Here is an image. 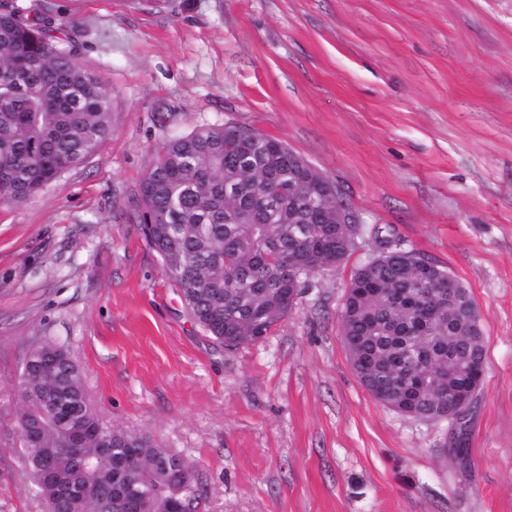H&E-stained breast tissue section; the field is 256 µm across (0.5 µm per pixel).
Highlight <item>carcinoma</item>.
Returning <instances> with one entry per match:
<instances>
[{"mask_svg": "<svg viewBox=\"0 0 512 512\" xmlns=\"http://www.w3.org/2000/svg\"><path fill=\"white\" fill-rule=\"evenodd\" d=\"M74 28L51 0L0 3L1 203L24 205L112 132V86L79 63ZM245 131L207 124L157 145L124 213L227 351L264 339L315 271L349 256L332 189L285 143ZM421 261L396 250L355 270L343 345L372 397L432 420L471 394L486 345L470 334L472 297ZM15 402L28 489L45 512H196L194 463L106 425L65 345L46 338L29 351ZM73 434L84 436L76 451Z\"/></svg>", "mask_w": 512, "mask_h": 512, "instance_id": "carcinoma-1", "label": "carcinoma"}]
</instances>
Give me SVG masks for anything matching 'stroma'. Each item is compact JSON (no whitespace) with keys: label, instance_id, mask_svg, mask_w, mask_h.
<instances>
[{"label":"stroma","instance_id":"obj_1","mask_svg":"<svg viewBox=\"0 0 512 512\" xmlns=\"http://www.w3.org/2000/svg\"><path fill=\"white\" fill-rule=\"evenodd\" d=\"M112 87V133L21 207L0 203V512L27 492L14 391L67 346L105 422L194 462L200 512H512V0H54ZM202 124L283 141L362 233L264 340L227 352L119 218L163 139ZM472 295L487 345L468 463L448 421L354 376L347 284L379 241Z\"/></svg>","mask_w":512,"mask_h":512}]
</instances>
